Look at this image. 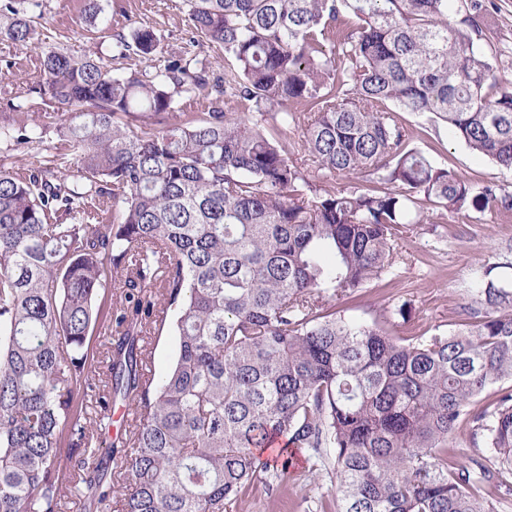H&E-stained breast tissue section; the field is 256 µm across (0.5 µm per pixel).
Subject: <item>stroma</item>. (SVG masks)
Masks as SVG:
<instances>
[{
	"label": "stroma",
	"mask_w": 512,
	"mask_h": 512,
	"mask_svg": "<svg viewBox=\"0 0 512 512\" xmlns=\"http://www.w3.org/2000/svg\"><path fill=\"white\" fill-rule=\"evenodd\" d=\"M86 4L87 0H39L32 43L17 47L0 41V122L17 104L36 119L56 112L55 104L32 91L43 79L44 45L74 57L92 53L108 64L113 34L139 24L152 26L170 53L183 50L191 37L180 0H100L107 17L102 30L90 23ZM482 4L495 14L497 23L481 28L474 41L484 53L496 56L498 77L512 87V0ZM405 119L415 131L412 147L434 165L512 194V169L450 137L443 124L410 113ZM395 253L392 276L372 279L341 297L337 315L409 341L445 333L468 320L477 270L512 261V214L437 211L423 223L409 225L397 239ZM403 306L410 310L409 318L401 317ZM336 484L333 470L311 472L306 451L295 449L272 459L268 472L242 495L236 512H321V503L334 499Z\"/></svg>",
	"instance_id": "obj_1"
}]
</instances>
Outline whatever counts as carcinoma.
Segmentation results:
<instances>
[{
	"mask_svg": "<svg viewBox=\"0 0 512 512\" xmlns=\"http://www.w3.org/2000/svg\"><path fill=\"white\" fill-rule=\"evenodd\" d=\"M17 2L0 0V39L23 46L36 31ZM455 2L184 0L192 46L224 52L216 77L158 61L143 24L112 53L150 72L44 51L33 92L66 111L0 126L45 151L0 165V512H234L279 439L315 468L332 458L336 512H498L512 486L463 464L455 435H482L512 472V389L474 409L512 381V283L484 268L475 303L495 313L408 343L334 311L393 267L426 203L512 212L410 146L402 119L431 114L512 168V90L472 36L471 12L495 17ZM204 91L211 110L173 117ZM339 175L376 186L338 190ZM101 328L103 378L84 351ZM167 329L175 362L147 378L144 337Z\"/></svg>",
	"mask_w": 512,
	"mask_h": 512,
	"instance_id": "cac0c4a2",
	"label": "carcinoma"
}]
</instances>
